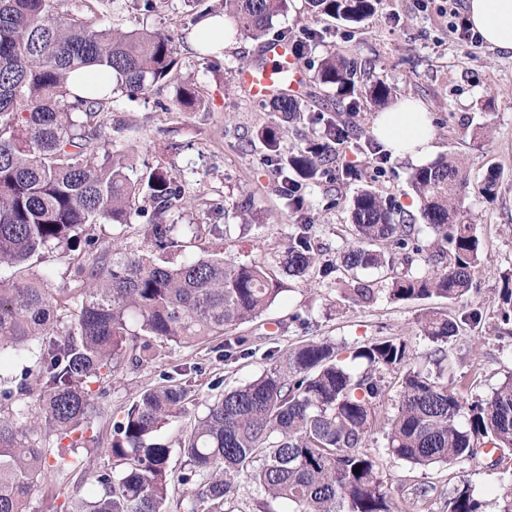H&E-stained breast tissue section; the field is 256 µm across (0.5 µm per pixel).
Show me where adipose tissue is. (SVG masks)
Instances as JSON below:
<instances>
[{
    "label": "adipose tissue",
    "instance_id": "1",
    "mask_svg": "<svg viewBox=\"0 0 512 512\" xmlns=\"http://www.w3.org/2000/svg\"><path fill=\"white\" fill-rule=\"evenodd\" d=\"M466 12L476 32L494 49L512 54V0H468ZM390 155L415 164L434 152V130L419 102L401 100L380 112L373 128Z\"/></svg>",
    "mask_w": 512,
    "mask_h": 512
}]
</instances>
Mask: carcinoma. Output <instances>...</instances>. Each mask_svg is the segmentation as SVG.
<instances>
[{"label":"carcinoma","instance_id":"1","mask_svg":"<svg viewBox=\"0 0 512 512\" xmlns=\"http://www.w3.org/2000/svg\"><path fill=\"white\" fill-rule=\"evenodd\" d=\"M378 0H308L321 16L360 23ZM287 0H224L237 30L255 40L266 35ZM177 48L171 36L147 30L97 28L61 7V0H0V265L14 269L0 278V361L30 356L24 377L0 386V512H28L29 501L49 473L74 466L75 449L96 447L91 385L112 375L117 365L149 362L158 344L190 345L219 336L258 317L282 292L279 276L303 278L313 270L327 277L360 270L389 275L396 300L433 296L457 299L473 287L480 264V239L460 220L467 173L454 156L414 172L411 186L420 201L423 224L395 220L393 203L364 188L352 199L353 244L338 264L317 266L308 235L302 192L288 205L303 223L288 236L278 270L265 264H236L200 253L179 265L157 263L150 253L174 246L176 225L166 221L187 204L181 181L169 170L148 167L132 181L127 156L105 148L99 117L112 110V93L76 92L70 74L81 67L112 70L116 90L134 101L169 81ZM315 80L343 95L354 92V66L331 52L317 64ZM366 95L377 107L388 104L392 88L374 82ZM288 120L302 116L296 97L271 102ZM324 121V141L282 158L277 131L263 132L266 160L281 182L298 189L334 163L333 144L348 133L336 113ZM149 201L150 211L139 206ZM147 217L143 248L131 254L83 235L91 224H128ZM435 236L433 270L414 275L394 271L396 256L424 251L422 227ZM92 251L73 265L69 281L57 286L49 276L18 270L44 250L68 256L79 247ZM355 303L374 299L368 284L345 282ZM422 331L445 343L457 323L441 311L426 312ZM325 341L288 349L263 374L224 392L179 442L185 464L170 468L172 448L156 440L158 430L185 411L188 389L176 369L140 393L107 449L109 471L89 477L93 489L72 499V512H233L234 477L245 475L265 494L259 512H398L377 463L364 450L372 412L384 385L374 371L400 373V402L388 420V454L428 467L478 455V446L512 448V377L483 401L465 405L448 384L404 368L405 342H373L340 357ZM367 369L356 374L350 364ZM39 385V419L28 420ZM467 414V427L458 424ZM50 433L56 453L45 448ZM361 467L359 473L353 469ZM192 486L173 500L172 482ZM448 512H483L469 487L448 497Z\"/></svg>","mask_w":512,"mask_h":512}]
</instances>
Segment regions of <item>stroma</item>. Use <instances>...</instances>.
Listing matches in <instances>:
<instances>
[{
	"label": "stroma",
	"instance_id": "obj_1",
	"mask_svg": "<svg viewBox=\"0 0 512 512\" xmlns=\"http://www.w3.org/2000/svg\"><path fill=\"white\" fill-rule=\"evenodd\" d=\"M143 0H106L92 15L94 23L119 30L147 29L173 37L177 64L170 83L151 88L136 101L114 94L112 109L100 117L108 148L123 151L133 174L145 166L163 167L181 179L188 206L169 214L175 224L178 247L161 253L169 263L208 251L237 264L270 263L287 242L296 214L278 190L280 178L266 161L261 133L279 132L280 151L289 155L320 139L322 113L352 114L359 133L368 137L379 114L365 97L375 81L391 86L396 98L413 99L429 112L435 130L436 157L463 159L470 178L464 201V220L476 228L483 251L473 289L461 299L432 297L417 301L389 298L387 283L375 270L359 271L361 282L374 284L377 294L368 304L344 299L335 277L310 274L306 280H287L280 298L253 321L225 335L190 346H170L156 360L115 367L104 384L94 387L98 407L94 427L97 449H79V465L48 476L32 496L31 512H68L71 497L84 491L89 473L109 468L106 449L137 394L158 385L174 367L188 369L190 394L185 411L157 433L174 445L189 432L207 404L225 390L259 376L275 356L309 340H327L350 350L380 340H404L413 366L452 383L464 401L490 397L512 375V323L500 317L502 290L512 281V55L488 44L457 43L448 31V16L438 5L421 9L417 0H381L375 12L356 25L313 15L306 0H289L287 10L274 18L270 37L297 39L319 31L302 62L314 69L328 52H341L357 67L352 97L312 84L304 98L307 109L298 122H288L269 104L257 105L236 86L234 75L256 61L260 44L247 37L232 39L222 56L194 52L189 40L197 23L224 12V0H154L144 10ZM193 86L204 107L189 110L179 102L184 86ZM357 113H350V105ZM356 139L339 145L338 160L330 172L303 187L310 233L321 263H331L350 246L352 198L361 187L373 186L391 198L397 211L417 215L418 201L410 181L416 167L403 159H388L374 171L371 154ZM500 177L492 195L479 187L488 171ZM207 224L211 233L191 238L188 227ZM145 218L132 223L95 224L87 233L111 244L113 251L129 253L146 233ZM444 311L459 329L444 345H436L421 331L428 309ZM248 337L252 355L225 359L224 342ZM444 348L440 363L430 359ZM385 396L376 405V421L365 449L400 506V512H448L450 492L470 485L485 512H498V495L512 482V472L492 465L489 457L454 460L419 468L386 451V423L399 405L394 372L382 371ZM431 487L429 499H416L420 486Z\"/></svg>",
	"mask_w": 512,
	"mask_h": 512
}]
</instances>
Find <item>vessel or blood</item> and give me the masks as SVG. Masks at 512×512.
<instances>
[{
    "label": "vessel or blood",
    "instance_id": "vessel-or-blood-1",
    "mask_svg": "<svg viewBox=\"0 0 512 512\" xmlns=\"http://www.w3.org/2000/svg\"><path fill=\"white\" fill-rule=\"evenodd\" d=\"M235 81L253 102L293 96L302 93L308 84L293 46L281 39L266 42L259 64L239 70Z\"/></svg>",
    "mask_w": 512,
    "mask_h": 512
}]
</instances>
